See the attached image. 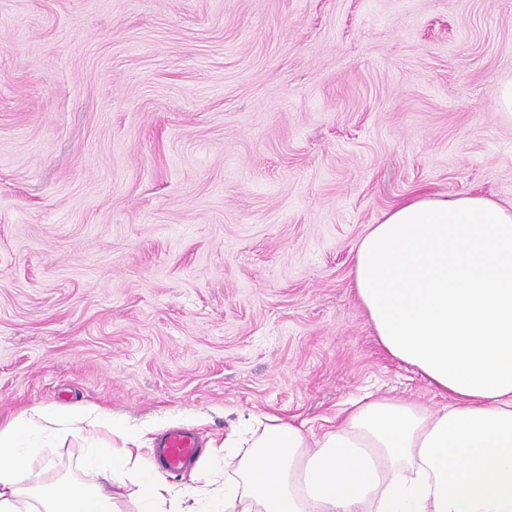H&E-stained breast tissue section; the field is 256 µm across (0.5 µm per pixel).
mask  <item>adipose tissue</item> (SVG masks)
I'll list each match as a JSON object with an SVG mask.
<instances>
[{"label": "adipose tissue", "instance_id": "ef3b65f1", "mask_svg": "<svg viewBox=\"0 0 512 512\" xmlns=\"http://www.w3.org/2000/svg\"><path fill=\"white\" fill-rule=\"evenodd\" d=\"M351 281L438 407L369 393L319 435L249 419L177 489L145 432L40 406L0 427V512H512V207L411 196L357 242ZM69 437L80 474L50 476Z\"/></svg>", "mask_w": 512, "mask_h": 512}]
</instances>
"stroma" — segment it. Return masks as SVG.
Returning <instances> with one entry per match:
<instances>
[{
    "instance_id": "obj_1",
    "label": "stroma",
    "mask_w": 512,
    "mask_h": 512,
    "mask_svg": "<svg viewBox=\"0 0 512 512\" xmlns=\"http://www.w3.org/2000/svg\"><path fill=\"white\" fill-rule=\"evenodd\" d=\"M507 79L512 0H0V425L435 406L352 248L418 193L512 206Z\"/></svg>"
}]
</instances>
